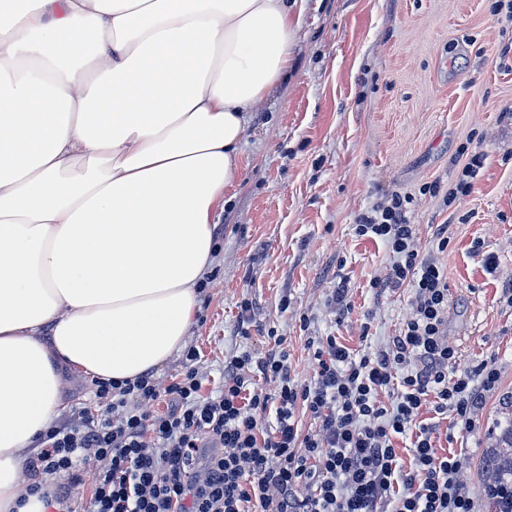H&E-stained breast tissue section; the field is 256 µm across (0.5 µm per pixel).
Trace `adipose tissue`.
I'll return each mask as SVG.
<instances>
[{"mask_svg":"<svg viewBox=\"0 0 512 512\" xmlns=\"http://www.w3.org/2000/svg\"><path fill=\"white\" fill-rule=\"evenodd\" d=\"M288 0H0V512L65 373L132 380L194 319Z\"/></svg>","mask_w":512,"mask_h":512,"instance_id":"adipose-tissue-1","label":"adipose tissue"}]
</instances>
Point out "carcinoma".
<instances>
[{
    "label": "carcinoma",
    "instance_id": "obj_1",
    "mask_svg": "<svg viewBox=\"0 0 512 512\" xmlns=\"http://www.w3.org/2000/svg\"><path fill=\"white\" fill-rule=\"evenodd\" d=\"M500 415L493 447L484 456L483 499L488 512H512V395L503 399Z\"/></svg>",
    "mask_w": 512,
    "mask_h": 512
}]
</instances>
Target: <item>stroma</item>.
<instances>
[{
    "instance_id": "35a3bbf8",
    "label": "stroma",
    "mask_w": 512,
    "mask_h": 512,
    "mask_svg": "<svg viewBox=\"0 0 512 512\" xmlns=\"http://www.w3.org/2000/svg\"><path fill=\"white\" fill-rule=\"evenodd\" d=\"M495 0H299L292 64L253 110L240 144L244 166L217 219L214 263L198 291L185 343L200 357L205 391L221 386L224 358L286 339L299 381L313 374L307 339L334 336L359 353L379 350L411 313L413 290L376 296L371 281L393 255L354 224L382 194L413 196L410 221L429 250L451 227L440 260L448 274V338L458 369L487 364L499 380L473 433L439 416L438 453L464 452L477 512L493 423L512 394V27ZM485 160L473 191L445 205L426 185L455 186L471 151ZM495 256L488 269L484 256ZM351 309L329 304L338 278ZM254 308L238 333L241 302ZM55 425L96 410L90 381L68 375Z\"/></svg>"
}]
</instances>
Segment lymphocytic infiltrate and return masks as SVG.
Returning a JSON list of instances; mask_svg holds the SVG:
<instances>
[{
    "instance_id": "f902f5d3",
    "label": "lymphocytic infiltrate",
    "mask_w": 512,
    "mask_h": 512,
    "mask_svg": "<svg viewBox=\"0 0 512 512\" xmlns=\"http://www.w3.org/2000/svg\"><path fill=\"white\" fill-rule=\"evenodd\" d=\"M412 203L388 194L355 226L395 257L372 288H413L412 314L386 347L359 355L337 337L309 338L315 373L307 382L292 376L286 350L232 355L215 397L202 392L192 347L167 386L149 373L95 381L98 414L47 429L26 463L27 493L73 512L71 487L90 452L102 466L83 512H474L465 457L438 455L437 426L420 415L427 405L451 411L473 431L499 375L485 366L450 375L457 352L445 330L448 278L439 261L450 238L439 229L433 252L421 253ZM263 380L273 392L260 391ZM160 400L165 411H145ZM301 407L314 432H303ZM404 435L412 438L406 465L396 446Z\"/></svg>"
}]
</instances>
